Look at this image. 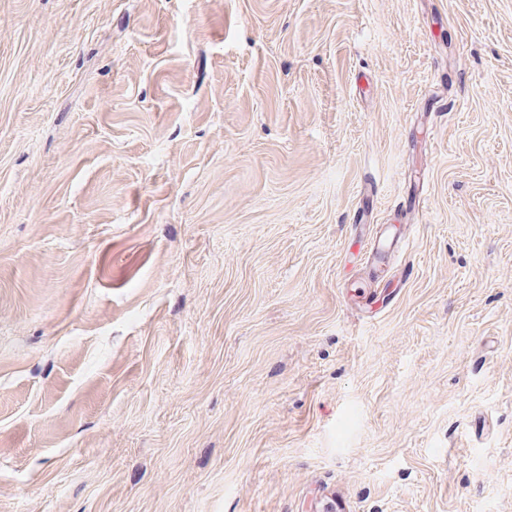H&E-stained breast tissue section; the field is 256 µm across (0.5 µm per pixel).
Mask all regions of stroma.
Wrapping results in <instances>:
<instances>
[{"mask_svg":"<svg viewBox=\"0 0 512 512\" xmlns=\"http://www.w3.org/2000/svg\"><path fill=\"white\" fill-rule=\"evenodd\" d=\"M0 512H512V0H0Z\"/></svg>","mask_w":512,"mask_h":512,"instance_id":"stroma-1","label":"stroma"}]
</instances>
